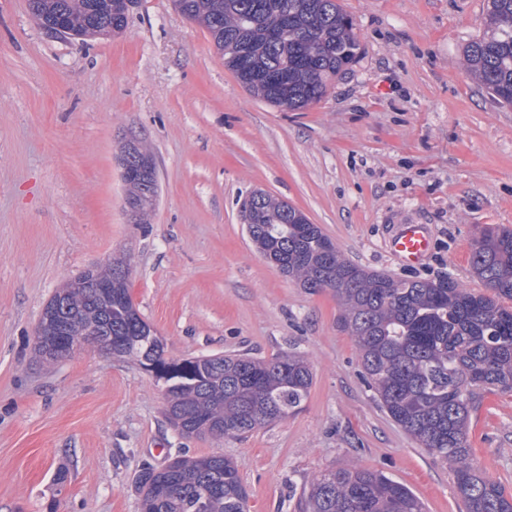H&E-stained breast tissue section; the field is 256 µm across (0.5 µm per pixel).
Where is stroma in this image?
Masks as SVG:
<instances>
[{
    "instance_id": "obj_1",
    "label": "stroma",
    "mask_w": 512,
    "mask_h": 512,
    "mask_svg": "<svg viewBox=\"0 0 512 512\" xmlns=\"http://www.w3.org/2000/svg\"><path fill=\"white\" fill-rule=\"evenodd\" d=\"M338 3L361 53L318 103L291 111L247 91L173 0H139L122 34L84 41L36 27L28 0H0V512H139L141 466L180 451L232 458L250 512H299L315 475L352 466L407 485L425 512H463L448 466L362 378L334 294L285 277L240 216L261 190L362 267L474 291L481 231L512 229V107L463 55L484 33L486 0ZM132 137L160 186L145 224L119 163ZM397 224L430 226L422 265L387 252ZM119 257L167 357L298 353L313 372L303 407L239 439L182 438L137 361L82 345L41 363L44 304ZM469 441L475 465L512 492L511 395H483Z\"/></svg>"
}]
</instances>
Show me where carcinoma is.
Returning <instances> with one entry per match:
<instances>
[{
  "label": "carcinoma",
  "mask_w": 512,
  "mask_h": 512,
  "mask_svg": "<svg viewBox=\"0 0 512 512\" xmlns=\"http://www.w3.org/2000/svg\"><path fill=\"white\" fill-rule=\"evenodd\" d=\"M202 25L227 67L262 100L291 111L320 101L328 82L357 56L353 20L337 0H174ZM42 27L62 12L76 33L91 16L103 28L126 27L125 0H28ZM484 35L467 44L464 62L494 98L512 105V0H488ZM144 173L130 184L134 208L150 190ZM248 233L257 249L311 292L330 290L339 323L354 337L363 377L380 407L429 454L449 465L466 512H512V494L472 463L469 420L480 393L512 394V230L487 229L470 264L486 291L450 277L395 280L344 259L315 224L269 195L250 196ZM126 262L115 258L60 289L74 333L107 342L109 353L169 367L163 343L134 307L128 281L117 295L85 287ZM313 384L307 363L291 353L271 359L244 354L196 357L165 384L166 418L180 419L185 437H243L302 408ZM167 490L140 503L141 512H249V493L234 462L212 454L177 455L139 474ZM304 512H424L405 485L377 472L339 468L303 491Z\"/></svg>",
  "instance_id": "1"
}]
</instances>
